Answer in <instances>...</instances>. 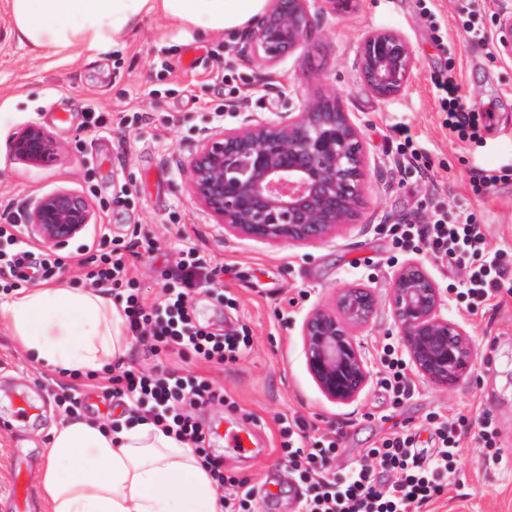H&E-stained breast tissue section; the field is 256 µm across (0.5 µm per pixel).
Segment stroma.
<instances>
[{
	"label": "stroma",
	"instance_id": "stroma-1",
	"mask_svg": "<svg viewBox=\"0 0 512 512\" xmlns=\"http://www.w3.org/2000/svg\"><path fill=\"white\" fill-rule=\"evenodd\" d=\"M431 6L444 28L433 34L423 15ZM464 17L457 0H351L349 8L314 14L306 53L261 68L238 54L244 32L219 37L179 33L161 18L145 16L120 50L93 58L75 50L38 55L10 38L6 0H0V219L25 220L39 199L71 190L84 194L92 222L114 239L126 240L131 225L155 237L159 249L133 259L130 275L141 301L153 305L162 275L170 271L180 237L206 258L230 267L220 292L195 297V315L210 331L248 327L251 344L236 363L206 366L189 354H171L167 368L216 381L232 406L204 408V423L218 425L209 453L225 474L246 477L261 487L254 512H295L303 484L288 477L280 449L278 416L302 418L307 433L341 430L336 470H347L368 448L396 427L420 428L428 441L429 414L453 417L458 411L490 412L502 443L501 462L485 460L465 446L453 484L429 512H512V298L475 313L446 303L443 312L473 340V368L454 386L407 374L412 397L391 408L377 381L384 343L400 339L388 304L399 265L412 253L396 252L386 227L403 221L423 223L426 199L476 212L489 241L512 244V184L498 186L484 199L469 189V170L492 171L512 165V52L499 41L475 46L462 36ZM371 29L399 32L415 66L403 92L383 102L359 75L357 52ZM327 77L345 109L359 125L368 158V198L358 223L314 244H271L225 232L193 199L182 168L211 133L242 124L254 113L279 118L282 103L296 101L308 63ZM452 66L463 95H475L491 113L482 140L450 135L434 97L430 76ZM95 105L105 126L77 139L85 108ZM408 122L433 161L428 176L404 165L388 137L396 121ZM44 129L60 150L45 161L14 156L12 141L29 126ZM370 259L369 267L359 262ZM366 287L379 304L356 335L370 380L350 404L327 400L310 375L301 327L315 308L332 305L338 289ZM99 373L61 374L31 361L0 331V390L27 392L40 414L17 421L0 401V512H18L13 501L15 455L43 461L51 428L64 420L54 393L75 386L87 404L81 418L102 420L111 405L98 387ZM249 430L253 443L238 455L226 449L228 432Z\"/></svg>",
	"mask_w": 512,
	"mask_h": 512
}]
</instances>
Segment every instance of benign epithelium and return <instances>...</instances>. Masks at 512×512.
Here are the masks:
<instances>
[{"label": "benign epithelium", "mask_w": 512, "mask_h": 512, "mask_svg": "<svg viewBox=\"0 0 512 512\" xmlns=\"http://www.w3.org/2000/svg\"><path fill=\"white\" fill-rule=\"evenodd\" d=\"M344 0H271L240 48V55L271 67L303 49L312 29L311 10L345 7ZM415 61L406 39L370 30L359 46V71L382 101L397 96ZM14 153L44 161L57 145L30 126L15 138ZM366 153L359 125L331 92L303 100L278 120L250 117L241 126L207 138L189 159L186 180L194 198L230 233L263 242H321L353 224L366 202ZM93 217L77 191L41 198L27 215L34 237L60 248L81 237ZM390 305L416 369L441 380L466 374L473 344L466 330L442 314L440 289L418 260L394 275ZM377 307L365 288H343L335 307L312 311L302 324L308 370L331 402L355 401L370 372L354 330Z\"/></svg>", "instance_id": "benign-epithelium-1"}]
</instances>
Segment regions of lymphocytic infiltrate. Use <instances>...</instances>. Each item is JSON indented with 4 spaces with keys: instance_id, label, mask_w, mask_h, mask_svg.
<instances>
[{
    "instance_id": "f902f5d3",
    "label": "lymphocytic infiltrate",
    "mask_w": 512,
    "mask_h": 512,
    "mask_svg": "<svg viewBox=\"0 0 512 512\" xmlns=\"http://www.w3.org/2000/svg\"><path fill=\"white\" fill-rule=\"evenodd\" d=\"M435 97L449 130L459 137H480L481 115L463 101L451 68L431 77ZM426 224L392 225L393 245L428 254L441 268H464L468 276L455 288L457 298L475 307L512 296V247L491 245L474 213L448 211L431 205ZM106 234L87 235L77 249V263L88 284L96 289H124L123 313L129 333L150 337L148 356L176 351L191 353L201 362L221 367L236 362L250 344L248 332L236 329L215 334L198 327L194 299L202 290L221 287L219 268L200 255L195 246L178 247L174 267L162 282L159 300L145 305L134 293L126 254L106 248ZM62 255L53 249L34 252L25 225L9 221L0 225V292L11 293L21 284L50 280L64 266ZM381 388L392 407L412 395L404 354L394 345H384ZM108 395L128 399L144 407L153 423L168 435L202 456L217 490L222 491L224 512H251L257 491L248 480L226 475L220 463L205 453L207 434L197 417L208 405H221L227 398L223 387L208 378L179 375L162 366H128L107 376ZM281 447L288 460V474L305 486L298 512H420L430 501L447 491L462 458V439L471 437L479 447L496 453V431L490 413L471 421L457 412L450 419L433 418L432 448L420 445L417 428H401L368 449L348 470L335 473L332 463L339 436L308 437L301 418L281 419Z\"/></svg>"
}]
</instances>
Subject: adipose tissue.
Wrapping results in <instances>:
<instances>
[{"label":"adipose tissue","mask_w":512,"mask_h":512,"mask_svg":"<svg viewBox=\"0 0 512 512\" xmlns=\"http://www.w3.org/2000/svg\"><path fill=\"white\" fill-rule=\"evenodd\" d=\"M9 35L30 52L118 46L144 16L208 36L250 25L267 0H8ZM0 328L48 370L95 371L124 357V319L109 295L59 284L0 298ZM37 478L48 512H223L191 448L151 423L116 433L86 419L51 430Z\"/></svg>","instance_id":"1"}]
</instances>
